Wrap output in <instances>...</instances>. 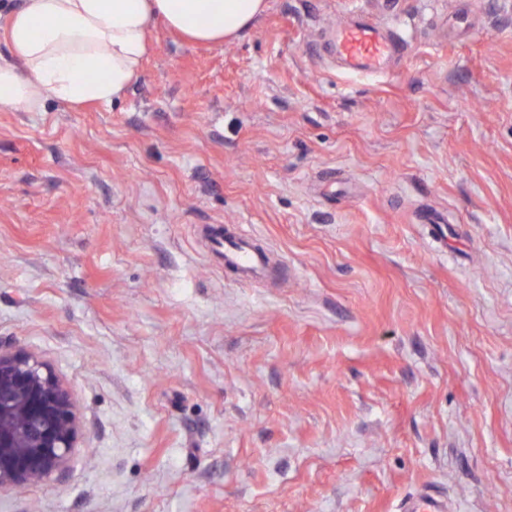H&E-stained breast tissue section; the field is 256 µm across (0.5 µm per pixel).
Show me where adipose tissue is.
<instances>
[{
	"instance_id": "obj_1",
	"label": "adipose tissue",
	"mask_w": 512,
	"mask_h": 512,
	"mask_svg": "<svg viewBox=\"0 0 512 512\" xmlns=\"http://www.w3.org/2000/svg\"><path fill=\"white\" fill-rule=\"evenodd\" d=\"M266 0H21L5 29L0 108L40 112L47 97L78 108L123 99L155 22L200 43L249 30Z\"/></svg>"
}]
</instances>
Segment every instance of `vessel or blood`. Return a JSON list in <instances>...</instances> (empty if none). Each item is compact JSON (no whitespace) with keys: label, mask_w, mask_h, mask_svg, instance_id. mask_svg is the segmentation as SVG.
<instances>
[{"label":"vessel or blood","mask_w":512,"mask_h":512,"mask_svg":"<svg viewBox=\"0 0 512 512\" xmlns=\"http://www.w3.org/2000/svg\"><path fill=\"white\" fill-rule=\"evenodd\" d=\"M338 57L354 74L375 73L392 54L395 45L376 25L357 21L340 29L334 39ZM255 238L244 228L234 236L221 240L220 251L226 265L251 274L257 270L261 257L254 246Z\"/></svg>","instance_id":"b4317fda"}]
</instances>
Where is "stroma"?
<instances>
[{
  "mask_svg": "<svg viewBox=\"0 0 512 512\" xmlns=\"http://www.w3.org/2000/svg\"><path fill=\"white\" fill-rule=\"evenodd\" d=\"M357 18L379 73L332 50ZM237 224L264 280L209 249ZM0 343L82 423L0 512H512V0L158 23L122 101L0 109ZM338 57L353 74L376 73L392 54L395 44L376 25L356 21L336 33Z\"/></svg>",
  "mask_w": 512,
  "mask_h": 512,
  "instance_id": "35a3bbf8",
  "label": "stroma"
}]
</instances>
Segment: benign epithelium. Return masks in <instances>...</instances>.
<instances>
[{"mask_svg": "<svg viewBox=\"0 0 512 512\" xmlns=\"http://www.w3.org/2000/svg\"><path fill=\"white\" fill-rule=\"evenodd\" d=\"M80 432L72 394L51 365L0 344V491L57 479Z\"/></svg>", "mask_w": 512, "mask_h": 512, "instance_id": "obj_1", "label": "benign epithelium"}]
</instances>
